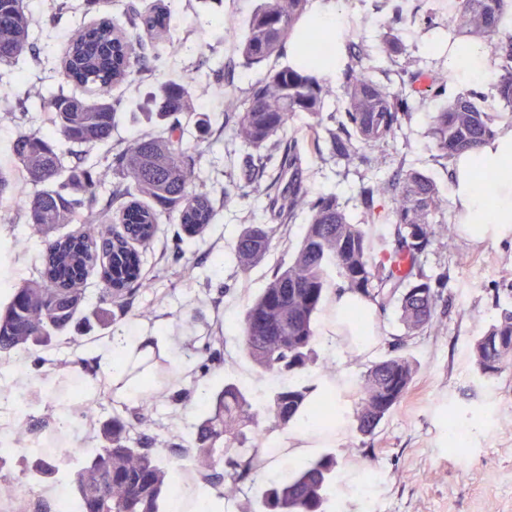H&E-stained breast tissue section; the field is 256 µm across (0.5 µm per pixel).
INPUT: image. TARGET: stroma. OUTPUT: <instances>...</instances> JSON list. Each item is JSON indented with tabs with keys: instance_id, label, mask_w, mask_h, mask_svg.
Listing matches in <instances>:
<instances>
[{
	"instance_id": "1",
	"label": "stroma",
	"mask_w": 512,
	"mask_h": 512,
	"mask_svg": "<svg viewBox=\"0 0 512 512\" xmlns=\"http://www.w3.org/2000/svg\"><path fill=\"white\" fill-rule=\"evenodd\" d=\"M130 0H25L30 19V49L12 66L0 67V88L17 95L31 94L25 119L0 111V168L14 171L15 190L0 200V304L14 285L36 273L42 236L23 217L34 191L17 174L11 145L18 132L36 130L53 135L39 106L40 98L57 92L62 82L61 60L70 32L107 16L124 23ZM171 8V31L177 51L165 52L159 68L113 89L121 101L113 140L130 142L143 134L148 92L165 80H185L191 87L195 112L183 117L188 143L200 144L199 179L221 193L238 177L245 149L225 125L224 101L245 97L270 71L289 63L287 51L268 61L244 66L237 42L229 31H243L258 0H166ZM456 0H331L346 52L367 54L376 79L399 91L412 72L447 68L448 30L445 19ZM398 16L401 53L387 58L378 50L384 24ZM499 67L468 80H449L446 95L477 90L481 106L490 114L504 113L496 90ZM440 105L427 98L415 101L409 120L388 144L370 149L369 162L347 161L323 143L310 150L306 113H296L286 137L292 140L301 168L299 177L311 195H333L351 220L360 217L359 190L381 179L392 181L413 168L431 177L444 200L438 219L446 223L449 239L434 243L425 271L447 277L434 323L419 335L405 337L395 308L378 313L376 344L361 352L349 343L329 338L318 327L317 363L312 383L338 379L334 393L348 424L343 435L329 442L341 468L331 491L327 512H512V369L493 380L484 379L474 363L472 347L499 313L512 307V243L472 244L458 232L452 206L450 166L439 159L427 129ZM267 198H236L226 202L204 238L174 247L178 224L162 222L151 246L144 251L142 274L151 286L130 299L126 312L112 321L100 320L98 271L86 280L88 304L83 320L57 337L51 346L28 352L0 353V385L12 389L8 404L0 405V439L13 437L18 420L31 422L36 435L59 422L63 410L53 391L69 386L86 365H97L99 351L111 336L146 337L148 345L172 359L177 374L170 392L142 410L138 433L150 438L163 456L176 443L191 437L199 411L200 383L208 387L233 380L253 396L266 398L279 379L257 369L240 352L239 323L254 296L269 282L274 269L291 261L308 222L297 213L278 233L268 256L248 272H241L233 255L234 242L249 224L271 223ZM195 336L220 337L224 363L200 373L202 356L192 350ZM405 337L404 354L418 365L412 388L379 425L374 435L361 436L352 422L360 401L362 378L368 367L391 352ZM107 376L91 401L90 423H77L60 441L61 448H97L103 422L123 412ZM469 432L466 454L448 445V426Z\"/></svg>"
}]
</instances>
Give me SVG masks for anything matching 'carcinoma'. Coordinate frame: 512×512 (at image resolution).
<instances>
[{
	"instance_id": "cac0c4a2",
	"label": "carcinoma",
	"mask_w": 512,
	"mask_h": 512,
	"mask_svg": "<svg viewBox=\"0 0 512 512\" xmlns=\"http://www.w3.org/2000/svg\"><path fill=\"white\" fill-rule=\"evenodd\" d=\"M307 0H260L238 38L244 62L260 64L276 55L296 32ZM171 11L164 0L140 9L130 7L126 20L131 33L119 34L112 21L72 31L63 60L64 85L43 99V109L54 130L78 152L109 146L108 169L114 181L109 200L100 204L102 183L96 164L69 167L52 140L36 131H22L12 143L18 168L27 181L42 189L25 203L26 223L44 235L60 224L78 223L76 234L45 240L41 269L35 278L14 288L0 306V353L29 346L46 347L74 322L85 308L84 283L90 269L100 266L104 282L100 300L123 309L136 290L151 283L142 277L143 257L134 247L151 244L162 218H172L189 237L202 235L217 221V199L196 183L201 155L184 139L176 116L195 111L187 82H162L150 92L160 123L157 133L112 146V130L120 99L112 88L135 80L147 62L146 44L136 37L143 29L151 48L165 40ZM512 15V0H460L448 12L446 27L456 36L483 41L504 60L498 94L512 108V36H500ZM30 21L24 4L0 0V67L11 65L29 48ZM321 34L305 31L299 60L269 73L247 97L226 100L225 116L234 138L250 152L239 180L224 184L222 201L232 197H267L274 223L250 224L237 236L234 254L241 271L268 255L285 219L298 211L309 215L293 259L276 269L266 287L247 307L241 325L243 354L267 373L288 379L257 405L234 382L204 393V413L194 426V438L179 447L178 459L189 464L197 485L211 489L219 500L251 487L261 475L260 445L272 429L296 426L304 419L323 422L316 407L317 387L307 372L314 363L317 321L331 288L348 290L372 301L380 311L395 306L405 335L415 336L432 327L440 282L424 273L422 258L447 236L437 224L442 209L437 185L424 173L409 169L395 183L374 181L361 190L364 219L352 222L333 195L312 197L298 177L300 158L293 148L282 150L283 136L292 116L305 112L322 126L327 93L324 78L311 69L309 49ZM401 51L394 27L384 33L381 52L391 57ZM360 54L348 65L344 119L332 132L340 156L361 159L365 147L393 138L409 115V100L443 94L448 85L444 69L417 71L405 94H392L374 79ZM494 118L480 106L477 92L446 100L430 117L428 135L438 156L449 160L477 147L493 133ZM282 153L278 175L268 168ZM391 202L389 236L375 243L371 226L380 218L377 207ZM119 204V223L112 225V205ZM202 350L210 365L224 362L221 339L202 336ZM481 375L492 380L512 369V309H504L489 331L473 344ZM159 354L129 366L117 388L132 387L138 410L151 405L156 390L169 383L170 364ZM417 374L413 358L398 354L374 363L362 385L355 413L356 431L371 436L384 418L409 393ZM62 432L50 430L45 447L31 463L33 476L52 477L73 459L56 448ZM102 446L84 456L73 472L75 512H164L175 495L168 483V467L158 449L146 441L129 416L116 413L101 429ZM340 462L324 452L298 466L287 478L264 486L257 512H325L328 493Z\"/></svg>"
}]
</instances>
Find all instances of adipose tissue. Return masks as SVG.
I'll return each mask as SVG.
<instances>
[{"mask_svg":"<svg viewBox=\"0 0 512 512\" xmlns=\"http://www.w3.org/2000/svg\"><path fill=\"white\" fill-rule=\"evenodd\" d=\"M452 205L457 223L474 242L512 236V123H497L492 136L452 163Z\"/></svg>","mask_w":512,"mask_h":512,"instance_id":"adipose-tissue-1","label":"adipose tissue"}]
</instances>
